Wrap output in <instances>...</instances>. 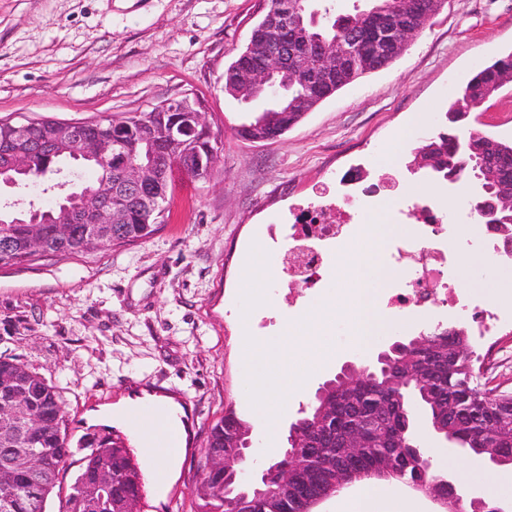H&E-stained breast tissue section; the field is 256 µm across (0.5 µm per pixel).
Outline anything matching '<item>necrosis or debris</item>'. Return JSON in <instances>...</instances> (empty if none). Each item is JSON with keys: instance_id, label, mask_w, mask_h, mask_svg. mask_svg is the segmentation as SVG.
<instances>
[{"instance_id": "necrosis-or-debris-1", "label": "necrosis or debris", "mask_w": 512, "mask_h": 512, "mask_svg": "<svg viewBox=\"0 0 512 512\" xmlns=\"http://www.w3.org/2000/svg\"><path fill=\"white\" fill-rule=\"evenodd\" d=\"M381 197L395 201L399 209H407L396 172H389L380 184L361 183L352 173L343 175L338 189L322 193L319 203L295 207L290 212V242L279 257L280 265L299 271L294 256L297 248L307 247L311 272L306 290L314 292L329 267L330 258L323 250L324 245L344 250L359 232L357 219L362 209ZM415 217L418 221L415 231L398 240L389 253L398 277L385 290L387 310L424 313L429 303L438 301L453 318L475 322L480 338H492L499 329L501 317L457 292L455 257L461 250L473 247L494 252L498 236L487 233L459 239L454 226L447 224L436 205L430 202L417 205Z\"/></svg>"}]
</instances>
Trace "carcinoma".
<instances>
[{"label":"carcinoma","mask_w":512,"mask_h":512,"mask_svg":"<svg viewBox=\"0 0 512 512\" xmlns=\"http://www.w3.org/2000/svg\"><path fill=\"white\" fill-rule=\"evenodd\" d=\"M288 2L292 4L288 32L296 46L306 44L316 34L328 42L335 41L349 28L362 35L361 50L349 56L323 86L328 96L372 73L365 54L366 31L370 27L398 25L416 6L433 8L431 0H362L364 6L355 7V13L330 14L313 28L309 19L315 0ZM289 80L288 100H281L280 88L272 87L266 95L270 106L239 125L237 138L243 142L261 139L285 124H298L306 116L295 110V104L302 105L309 97L307 79L294 71ZM511 82L512 53L481 68L446 113L447 121L454 125L453 131L428 138L415 150L412 160V165L445 181L480 175V182L490 187L499 202L502 222L498 231L506 241L512 239V141L481 132H465L459 125L468 117L463 105H482ZM224 92L245 104L255 101L245 73L232 64L224 70ZM179 116L180 125L184 126L180 134L173 131L171 116L164 112L161 103L148 112L129 114L110 123H98L93 118L86 121L85 134L110 135L118 146L103 161L86 165L96 178L72 187L67 196L81 202L95 188L98 178L112 176L113 201L122 211L123 222L110 225L107 245L124 246L145 240L165 221V203L172 190L170 177L156 170L145 171L154 189L153 198L148 201L137 198L125 183V170L144 162L150 146H162L170 166L194 178H205L213 171L220 150L218 136L210 127L197 125L193 113L181 112ZM70 150V144L61 140L57 155L49 162L31 154L27 178L52 176L54 164L72 158ZM36 227L43 231V245L40 251L33 252L28 247V234ZM54 228L52 223L15 224L13 217L0 213V242H10L9 250L0 248V266L96 250V243L86 236V225H71L68 237L57 236ZM13 394L29 401L41 416L42 427L30 437L13 422L0 420V512H46L47 499L54 493L60 473L74 462L79 463V474L68 494L59 501L64 512H95L90 502L91 490L85 487V482L97 473L111 478L115 486V497L105 512L140 509L145 499L144 477L127 437L113 430L96 439L81 458L73 460L68 419L56 388L24 363L0 355V403ZM416 406L427 415L433 428L468 449L471 455H486L488 449L495 448L500 456L512 460V436H491L481 427L489 408L475 375L468 328L460 322L441 329L428 344H410L405 354L394 357L384 370L363 368L346 380L335 377L318 387L311 402L295 419L294 452L305 465L293 469V485L276 508L280 512H312L316 504L328 497V487L340 473L394 472L395 481L412 489L430 481L433 460L424 452L403 447L404 431L415 427ZM376 428L384 429L388 440H379L373 433ZM247 431V420L233 407L211 427L201 465L203 481L195 491L194 512H243L236 503L224 499V465L214 462L213 456L232 455L228 442ZM353 433L359 436L360 445L348 450L346 437ZM29 452L40 456L42 467L20 465V458Z\"/></svg>","instance_id":"carcinoma-1"}]
</instances>
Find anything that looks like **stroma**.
<instances>
[{
  "mask_svg": "<svg viewBox=\"0 0 512 512\" xmlns=\"http://www.w3.org/2000/svg\"><path fill=\"white\" fill-rule=\"evenodd\" d=\"M259 9V0H0V118L121 117L189 94L222 141L209 177L175 173L169 218L150 238L0 267V354L56 387L75 456L108 431L84 418L96 405L148 393L182 407L181 464L166 490L148 489L144 512H192L209 430L228 407L251 420L254 443L263 439L242 391L240 336L277 335L308 298L279 270L268 302L241 321L238 273L251 247L276 262L293 204L316 201L349 171L375 181L395 168L403 191L457 201L447 182L411 172L412 153L445 128L472 74L512 52V0H447L388 68L340 89L278 139L242 142L234 127L246 114L224 93V69ZM418 112L428 121L411 127ZM467 126L512 140V86ZM395 322L368 352L337 322L335 361L291 401L279 434L345 363H369L394 337L431 329L421 315ZM473 351L481 385L512 390V332Z\"/></svg>",
  "mask_w": 512,
  "mask_h": 512,
  "instance_id": "obj_1",
  "label": "stroma"
}]
</instances>
